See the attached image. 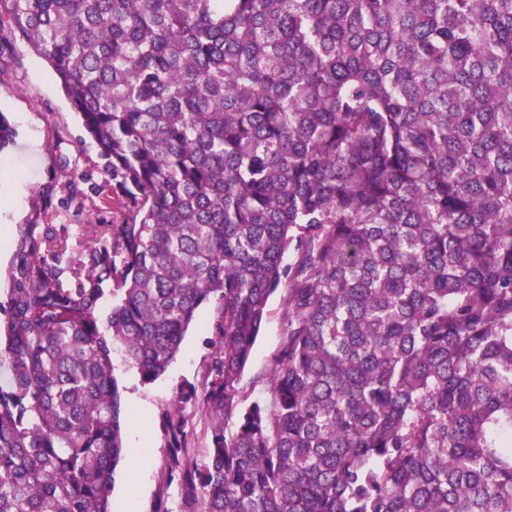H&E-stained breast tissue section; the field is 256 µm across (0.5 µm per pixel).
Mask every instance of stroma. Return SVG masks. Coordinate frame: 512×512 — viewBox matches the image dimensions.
Here are the masks:
<instances>
[{"label": "stroma", "instance_id": "stroma-1", "mask_svg": "<svg viewBox=\"0 0 512 512\" xmlns=\"http://www.w3.org/2000/svg\"><path fill=\"white\" fill-rule=\"evenodd\" d=\"M0 111L17 131L14 145L0 154V306L9 300L14 264L23 233L41 235L46 228L66 234L78 247L92 224H116L121 212L109 205L112 174L108 172L78 115L72 111L52 69L24 44L0 60ZM37 149H30V142ZM269 314L244 370L240 386L252 401L269 399L270 370L282 343L284 294L269 301ZM218 304L203 305L168 371L142 384L124 363L120 343L112 345V360L122 395L125 418L142 413L150 442L145 459L127 457L117 468L111 496L112 512H200V491L185 484L172 469L173 450L167 436V414L183 423L187 446L203 460L210 438V419L202 405L218 341L214 324ZM141 471L143 491L128 502L124 487L131 472Z\"/></svg>", "mask_w": 512, "mask_h": 512}]
</instances>
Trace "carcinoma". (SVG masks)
<instances>
[{
  "label": "carcinoma",
  "mask_w": 512,
  "mask_h": 512,
  "mask_svg": "<svg viewBox=\"0 0 512 512\" xmlns=\"http://www.w3.org/2000/svg\"><path fill=\"white\" fill-rule=\"evenodd\" d=\"M18 41L125 217L77 254L23 237L0 512H111L106 336L150 384L211 302L202 462L169 422L201 512H512V0H0V59ZM268 309L267 320L240 383L249 402L270 400L269 373L282 343L283 290L270 298Z\"/></svg>",
  "instance_id": "obj_1"
}]
</instances>
